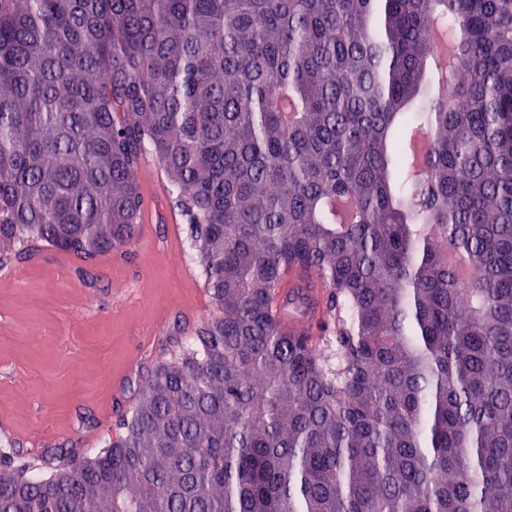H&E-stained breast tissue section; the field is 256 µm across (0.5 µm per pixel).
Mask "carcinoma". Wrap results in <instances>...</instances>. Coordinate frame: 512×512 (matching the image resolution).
<instances>
[{
  "mask_svg": "<svg viewBox=\"0 0 512 512\" xmlns=\"http://www.w3.org/2000/svg\"><path fill=\"white\" fill-rule=\"evenodd\" d=\"M148 146L216 315L0 512H512V0H0V257L132 242ZM315 288H312L306 277L302 276L299 271L291 272L288 274V285L289 291H292L296 286L308 285L307 294L311 299L312 306L305 316L296 317L292 313H288L283 317V320L288 323V328L292 332L304 333L309 336H316L320 333L322 323V313L320 310V301L324 295V289L322 285L311 278Z\"/></svg>",
  "mask_w": 512,
  "mask_h": 512,
  "instance_id": "1",
  "label": "carcinoma"
}]
</instances>
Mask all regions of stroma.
I'll list each match as a JSON object with an SVG mask.
<instances>
[{"label": "stroma", "instance_id": "obj_1", "mask_svg": "<svg viewBox=\"0 0 512 512\" xmlns=\"http://www.w3.org/2000/svg\"><path fill=\"white\" fill-rule=\"evenodd\" d=\"M190 248L185 222H161L90 262L31 240L0 266V453L46 470L106 448L140 381L215 313Z\"/></svg>", "mask_w": 512, "mask_h": 512}]
</instances>
